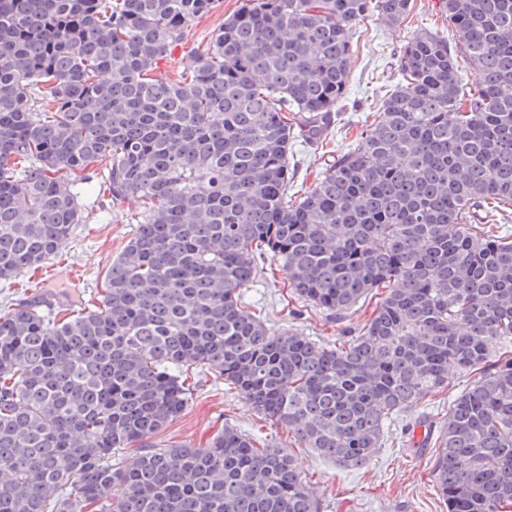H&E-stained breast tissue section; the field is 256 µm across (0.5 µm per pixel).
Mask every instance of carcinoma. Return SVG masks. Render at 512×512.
<instances>
[{
  "label": "carcinoma",
  "instance_id": "carcinoma-1",
  "mask_svg": "<svg viewBox=\"0 0 512 512\" xmlns=\"http://www.w3.org/2000/svg\"><path fill=\"white\" fill-rule=\"evenodd\" d=\"M217 0H0V284L58 255L108 171L146 204L68 316L34 295L0 314V512H321L303 467L226 426L205 448L150 439L184 410L189 367L343 468L457 375L434 468L448 512L512 509V240L474 218L512 206V0H439L359 141L288 197V145L319 146L347 98L357 25L412 0H245L154 75ZM342 324L338 346L242 306L266 262ZM138 446L131 456L112 454ZM245 3L244 0H219L218 5L205 16L196 19L185 32L184 37L176 46L180 56H172L170 59L160 62L155 73L158 77L170 80L179 78L182 71L181 61L194 52H202L209 45L214 31H216L224 19L239 10Z\"/></svg>",
  "mask_w": 512,
  "mask_h": 512
}]
</instances>
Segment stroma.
<instances>
[{
    "label": "stroma",
    "instance_id": "stroma-1",
    "mask_svg": "<svg viewBox=\"0 0 512 512\" xmlns=\"http://www.w3.org/2000/svg\"><path fill=\"white\" fill-rule=\"evenodd\" d=\"M243 3L218 0L215 9L188 27L178 44V55L160 62L157 76L178 79L182 57L206 49L214 31ZM419 31L449 35L438 0H414L410 14L399 24H384L372 18L359 24L349 105L341 112L327 144L309 148L294 143L290 164L295 176L290 194L298 195L314 186L328 161L358 141L371 104L401 79L394 64L397 52ZM104 176L100 170L95 178L74 183L82 223L75 225L60 257L43 264L35 275H20L13 283L0 287L1 311L16 299L38 292L65 297L73 306L99 302L104 275L113 259L125 250L144 210L139 201H112L100 189ZM63 266L74 272L75 281L59 275ZM242 301L248 311L275 326L302 330L327 344L344 340L340 325L296 298L288 286L286 271L277 264L267 265L262 277L243 290ZM471 380L468 374L458 376L447 387L428 394L415 410L394 416L386 426L381 448L358 469H345L320 457L296 441L286 428L250 409L222 377L206 371L190 374L187 406L156 441L203 448L216 433L232 426L249 434L256 447L278 446L295 455L308 484L320 498L321 512H448V503L433 476L439 430L453 401Z\"/></svg>",
    "mask_w": 512,
    "mask_h": 512
}]
</instances>
